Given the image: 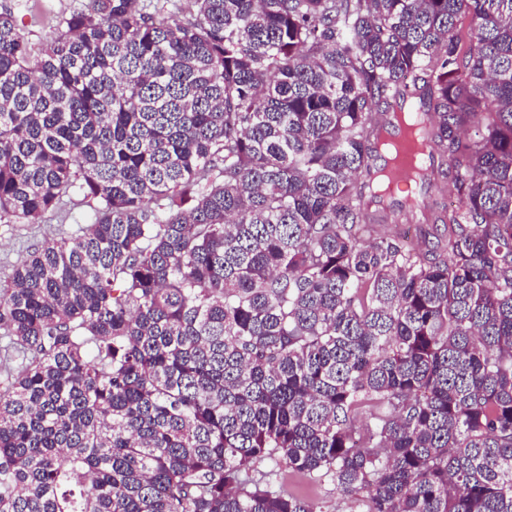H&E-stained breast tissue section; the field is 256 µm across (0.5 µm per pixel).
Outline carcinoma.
<instances>
[{
	"instance_id": "obj_1",
	"label": "carcinoma",
	"mask_w": 512,
	"mask_h": 512,
	"mask_svg": "<svg viewBox=\"0 0 512 512\" xmlns=\"http://www.w3.org/2000/svg\"><path fill=\"white\" fill-rule=\"evenodd\" d=\"M0 13V224L96 202L0 288V512H512V0ZM469 19L467 45L459 36ZM414 100L459 201L383 235ZM88 0H0V12H11L34 51L46 45L57 31L59 18L85 7ZM386 231L393 232L406 240L405 234L408 238L416 245L422 248L429 247L431 242L434 241L432 238L433 229L432 226L427 224H389ZM1 332L2 331H0V389L4 386L7 374L10 371L15 373L23 362L21 355L11 351V349L7 347L8 339L1 338ZM263 469H273L277 474L273 476V486L281 483V478H284L286 484L290 482V485L293 486L301 496L310 503L317 505V507L324 510V512L349 511V503L346 497L337 491L336 486L329 481L317 482L298 479H290V481H288V469L284 466L276 465L274 462H268Z\"/></svg>"
}]
</instances>
